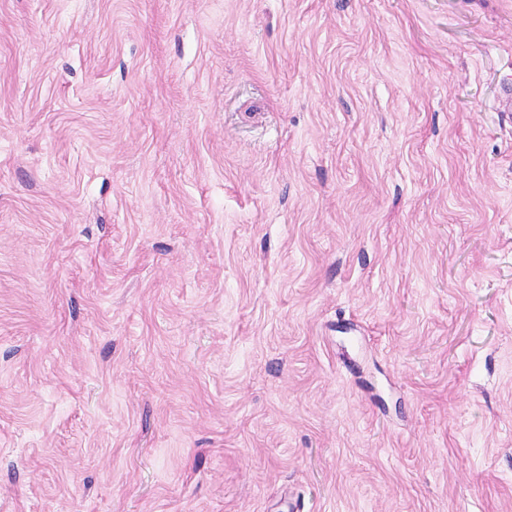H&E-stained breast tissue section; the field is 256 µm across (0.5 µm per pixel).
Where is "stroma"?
<instances>
[{"label":"stroma","instance_id":"35a3bbf8","mask_svg":"<svg viewBox=\"0 0 512 512\" xmlns=\"http://www.w3.org/2000/svg\"><path fill=\"white\" fill-rule=\"evenodd\" d=\"M512 0H0V512H512Z\"/></svg>","mask_w":512,"mask_h":512}]
</instances>
